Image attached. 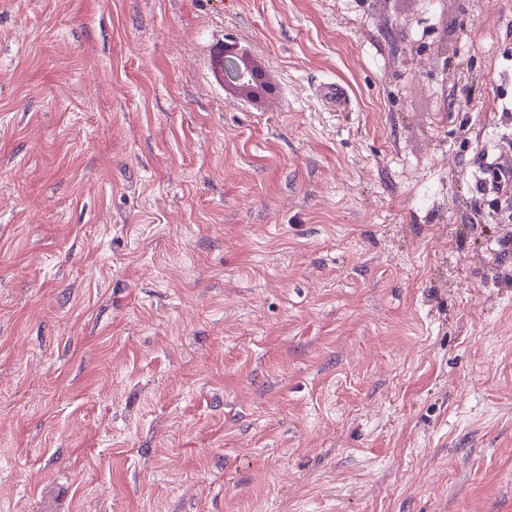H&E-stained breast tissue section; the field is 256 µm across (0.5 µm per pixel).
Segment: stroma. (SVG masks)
<instances>
[{
  "mask_svg": "<svg viewBox=\"0 0 512 512\" xmlns=\"http://www.w3.org/2000/svg\"><path fill=\"white\" fill-rule=\"evenodd\" d=\"M492 163L512 0H0V512H512ZM237 48L228 50L224 48V55L216 61V72L224 82V88L244 93L250 97L258 98L269 90L261 71H258Z\"/></svg>",
  "mask_w": 512,
  "mask_h": 512,
  "instance_id": "1",
  "label": "stroma"
}]
</instances>
